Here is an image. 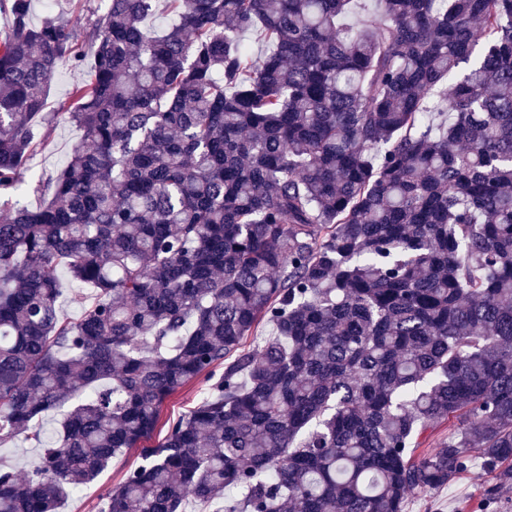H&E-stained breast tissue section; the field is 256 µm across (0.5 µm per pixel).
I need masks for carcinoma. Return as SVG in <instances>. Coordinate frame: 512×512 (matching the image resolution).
I'll list each match as a JSON object with an SVG mask.
<instances>
[{
  "mask_svg": "<svg viewBox=\"0 0 512 512\" xmlns=\"http://www.w3.org/2000/svg\"><path fill=\"white\" fill-rule=\"evenodd\" d=\"M153 2L85 35L0 0V444L43 449L0 466V512H59L132 448L102 512H404L475 455L511 486L512 0H164L151 31ZM88 53L84 142L19 206ZM64 275L95 291L74 321ZM206 388L207 384L201 377L188 382L167 399L160 412L157 438L166 434L169 421L189 413L201 402ZM34 446L23 435L3 443L0 445V465L13 467L23 477L40 460L42 449Z\"/></svg>",
  "mask_w": 512,
  "mask_h": 512,
  "instance_id": "1",
  "label": "carcinoma"
}]
</instances>
